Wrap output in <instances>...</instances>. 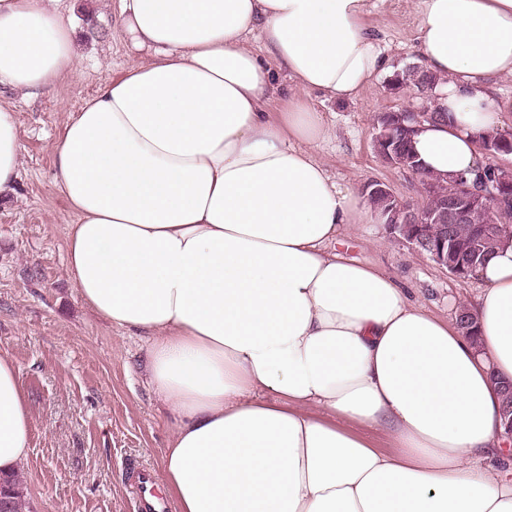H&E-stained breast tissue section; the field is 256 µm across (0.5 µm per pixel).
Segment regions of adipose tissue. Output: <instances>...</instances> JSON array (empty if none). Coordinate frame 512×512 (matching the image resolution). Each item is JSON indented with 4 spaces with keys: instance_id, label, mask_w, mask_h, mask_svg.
Returning <instances> with one entry per match:
<instances>
[{
    "instance_id": "1",
    "label": "adipose tissue",
    "mask_w": 512,
    "mask_h": 512,
    "mask_svg": "<svg viewBox=\"0 0 512 512\" xmlns=\"http://www.w3.org/2000/svg\"><path fill=\"white\" fill-rule=\"evenodd\" d=\"M370 0H121L148 57L105 83L53 148L78 221L68 271L83 303L150 338L145 370L174 432L163 482L177 512H512L495 381L512 379V236L477 272V338L375 269L330 252L376 215L315 153L310 101H352L392 59ZM437 82L414 148L443 180L482 168L512 97V0H417ZM261 41L254 50L250 38ZM73 30L45 0H0V87L73 75ZM292 89L271 112L276 77ZM0 101V194L19 176ZM384 426L394 448L358 426ZM31 417L0 354V475Z\"/></svg>"
}]
</instances>
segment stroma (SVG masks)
<instances>
[{
	"label": "stroma",
	"mask_w": 512,
	"mask_h": 512,
	"mask_svg": "<svg viewBox=\"0 0 512 512\" xmlns=\"http://www.w3.org/2000/svg\"><path fill=\"white\" fill-rule=\"evenodd\" d=\"M74 28L76 73L38 95L6 91L21 133L20 175L0 196V354L20 370L32 429L18 472L34 512H137L130 471L161 473L173 420L143 377L148 342L99 319L69 274L66 236L77 216L57 187L52 148L65 123L107 81L137 64L119 28L120 0H50ZM366 24L395 69L420 63L415 0H374ZM382 74L352 102L314 97L336 135L318 150L341 183L381 181L419 199L416 175L386 164L372 142L379 114L424 107L415 87ZM337 252L391 276L434 316L450 320L478 290L392 237L386 225L348 226Z\"/></svg>",
	"instance_id": "1"
}]
</instances>
